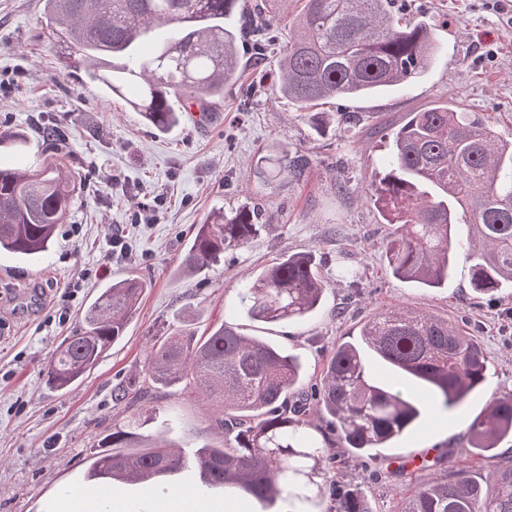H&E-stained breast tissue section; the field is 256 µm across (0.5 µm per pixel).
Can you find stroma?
Returning <instances> with one entry per match:
<instances>
[{
	"instance_id": "35a3bbf8",
	"label": "stroma",
	"mask_w": 512,
	"mask_h": 512,
	"mask_svg": "<svg viewBox=\"0 0 512 512\" xmlns=\"http://www.w3.org/2000/svg\"><path fill=\"white\" fill-rule=\"evenodd\" d=\"M490 2L402 0V8L427 26L439 53L416 82L372 98L328 100L323 109L337 120L318 135L314 113L270 94L299 0H281L263 55H255L251 42L240 45L239 79L225 89L207 124L183 114L177 100L181 122L165 133L88 80L84 66L64 71L71 48L46 26L44 0H0V132L27 138L20 152L0 145V163L40 166L47 156L41 131L51 120L65 126L61 148L76 176L67 221L43 258L30 263L0 254V512H67L68 490L83 484L91 448L134 413L153 415L152 431L172 420L168 437L182 448L214 441L213 410L196 395L152 389L122 402L112 398L141 376L156 336L183 320L200 333L232 325L297 356L314 373L336 342L357 335L374 311L403 306L452 322L467 318L488 371L485 385L464 405L434 412L361 460L340 446L320 414L309 412L308 419L328 459L329 484L360 487L372 512H403L407 495L449 471L486 473L491 462L467 451V430L493 397L512 391V288L494 300L476 298L461 259L438 288L395 278L384 254L391 227L369 183L389 150L381 124L402 121L442 97L512 140V7L499 10ZM343 112L355 115V125L339 122ZM274 143L307 155L304 177L262 185L256 160ZM244 203L261 209L267 231L223 266L182 272L196 225L214 210ZM309 251L327 281L325 303L311 320L264 323L231 313L241 281L281 255ZM340 264L359 271L357 283L337 278ZM130 275L148 286L124 336L81 385L50 388L43 367L77 329L88 302ZM423 453L431 456L427 467L391 464Z\"/></svg>"
}]
</instances>
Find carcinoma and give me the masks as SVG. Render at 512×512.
Instances as JSON below:
<instances>
[{"mask_svg": "<svg viewBox=\"0 0 512 512\" xmlns=\"http://www.w3.org/2000/svg\"><path fill=\"white\" fill-rule=\"evenodd\" d=\"M393 0H303L297 32L280 49V79L273 94L302 111L325 100L385 91L420 78L439 51L427 27L392 10ZM245 17L239 0H45L50 27L64 31L101 82L156 129L180 123L172 98L214 112L224 88L238 78L237 45L245 27L226 20ZM250 26L270 28L271 9L256 3ZM257 168L264 183L301 178L306 155L275 146ZM375 205L393 226L385 257L393 275L436 288L460 252L453 242L468 227L469 286L479 297L512 288V141L489 120L457 111L448 100L407 114L392 132L382 173L371 180ZM71 177L56 160L38 169L0 166V253L35 259L49 249L56 227L73 203ZM255 209L232 216L218 210L198 225L181 262L195 274L216 266L225 253L248 245L268 228ZM147 283L126 278L99 291L79 328L64 339L44 370L46 384L70 390L93 371L123 336ZM326 291L311 252L282 256L239 288V305L254 321L304 322ZM391 369L376 377L374 363ZM487 360L474 336L424 311L393 306L373 312L358 337L339 341L304 390L297 357L225 323L198 336L176 327L158 337L142 377L121 387L122 399L145 388L177 389L211 402V426L219 446L190 452L209 483L238 489L244 500L272 502L288 483L303 512H319L327 493L323 448L307 431V406L328 416L327 425L354 458L400 438L428 412L465 402L486 380ZM134 417L116 424L86 458V479L106 476L125 484L136 467L142 483L152 468H176L181 447L164 434L145 435ZM512 437V393L494 398L472 422L468 446L493 460ZM336 512H372L358 488L335 489ZM404 512H512V459L493 464L477 480L457 469L446 481L420 487Z\"/></svg>", "mask_w": 512, "mask_h": 512, "instance_id": "obj_1", "label": "carcinoma"}]
</instances>
